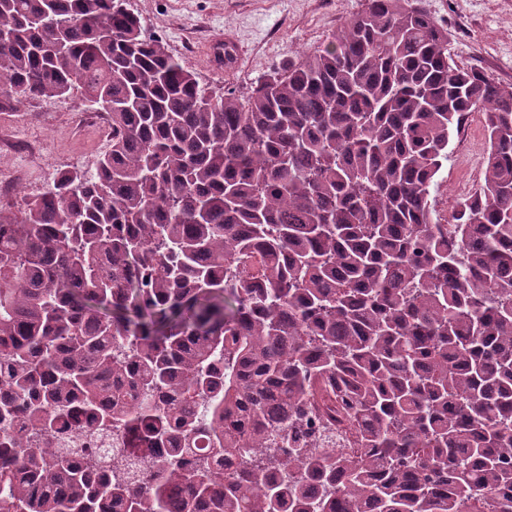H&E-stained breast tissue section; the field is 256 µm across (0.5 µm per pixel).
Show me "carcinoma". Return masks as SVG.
I'll return each instance as SVG.
<instances>
[{
    "label": "carcinoma",
    "instance_id": "1",
    "mask_svg": "<svg viewBox=\"0 0 512 512\" xmlns=\"http://www.w3.org/2000/svg\"><path fill=\"white\" fill-rule=\"evenodd\" d=\"M0 87L112 120L0 210V512H512V85L429 14L367 0L242 95L126 0H0ZM473 112L483 184L442 224ZM323 393L347 448L307 444ZM87 421L137 466L54 447ZM464 128L465 130L472 128L476 143L471 147L470 155L467 157V173H460L454 162L460 151L461 135L454 136L448 146V164H445L439 172L438 184L432 191L436 217L442 224H447L450 220L452 204L472 194L479 188L483 179L486 153L481 115L476 113L468 117Z\"/></svg>",
    "mask_w": 512,
    "mask_h": 512
}]
</instances>
